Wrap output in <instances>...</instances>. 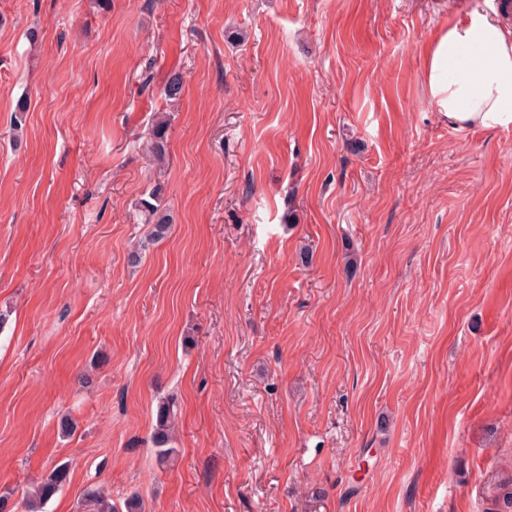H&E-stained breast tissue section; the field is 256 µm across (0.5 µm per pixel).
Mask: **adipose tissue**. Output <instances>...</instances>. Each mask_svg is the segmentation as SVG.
I'll use <instances>...</instances> for the list:
<instances>
[{
  "mask_svg": "<svg viewBox=\"0 0 512 512\" xmlns=\"http://www.w3.org/2000/svg\"><path fill=\"white\" fill-rule=\"evenodd\" d=\"M435 112L458 130L512 127V29L488 0H469L424 47Z\"/></svg>",
  "mask_w": 512,
  "mask_h": 512,
  "instance_id": "ef3b65f1",
  "label": "adipose tissue"
}]
</instances>
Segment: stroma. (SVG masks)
I'll return each mask as SVG.
<instances>
[{
  "label": "stroma",
  "instance_id": "1",
  "mask_svg": "<svg viewBox=\"0 0 512 512\" xmlns=\"http://www.w3.org/2000/svg\"><path fill=\"white\" fill-rule=\"evenodd\" d=\"M466 4L0 0L10 512L62 463L44 512L98 486L145 512H504L512 128L454 130L422 78ZM170 116L165 112L164 115L154 120L147 138L146 149L155 165L163 167L166 164L168 132L170 126ZM162 185L156 183L148 192V198L140 200L141 212L145 216V223L152 224L151 234L157 239L164 237L168 228L169 215L162 206ZM177 417V406L174 398H164L159 401L156 409L154 442L159 449L157 457L159 464H164L172 454V448H164L171 441L170 432L174 428Z\"/></svg>",
  "mask_w": 512,
  "mask_h": 512
}]
</instances>
